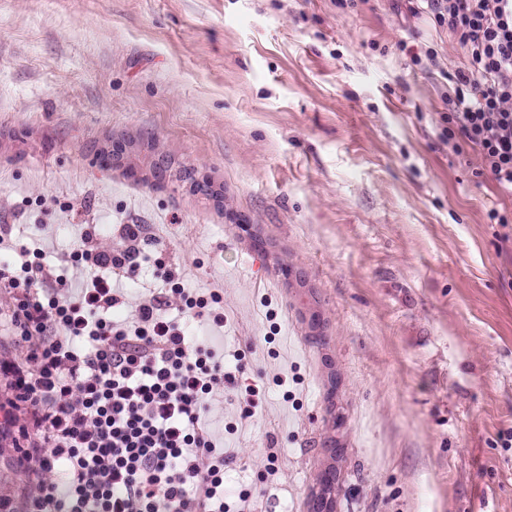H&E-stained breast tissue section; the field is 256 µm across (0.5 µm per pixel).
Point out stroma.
Here are the masks:
<instances>
[{
    "label": "stroma",
    "mask_w": 512,
    "mask_h": 512,
    "mask_svg": "<svg viewBox=\"0 0 512 512\" xmlns=\"http://www.w3.org/2000/svg\"><path fill=\"white\" fill-rule=\"evenodd\" d=\"M464 62L408 0H0V227L54 251L144 224L220 290L232 512H512V224L486 217L512 194L442 135ZM119 140L167 176L102 166ZM17 456L0 440L20 510Z\"/></svg>",
    "instance_id": "1"
}]
</instances>
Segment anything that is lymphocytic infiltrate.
Here are the masks:
<instances>
[{"label": "lymphocytic infiltrate", "mask_w": 512, "mask_h": 512, "mask_svg": "<svg viewBox=\"0 0 512 512\" xmlns=\"http://www.w3.org/2000/svg\"><path fill=\"white\" fill-rule=\"evenodd\" d=\"M437 25L466 54L448 74L452 93L444 133L456 151L481 155L480 175L512 193V0H425ZM119 246L102 249L92 232L62 253L82 268L75 287L41 253L20 268L0 266V330L22 345L0 356L12 392L0 432L17 430L21 464L35 478L25 512H225L224 448L207 422L216 391L236 388L187 321L224 326L218 291H188L165 270V289L132 317L109 319L125 294L112 271L135 279L143 224H123ZM179 302L183 321L167 314ZM27 420L15 427L13 412Z\"/></svg>", "instance_id": "1"}]
</instances>
